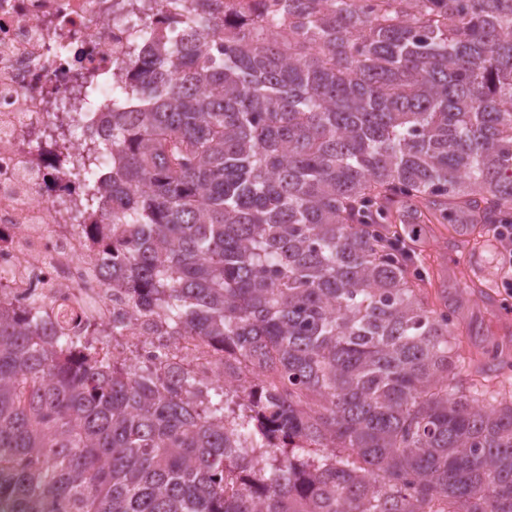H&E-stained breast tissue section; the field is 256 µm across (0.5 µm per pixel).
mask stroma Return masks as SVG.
<instances>
[{
	"label": "stroma",
	"mask_w": 512,
	"mask_h": 512,
	"mask_svg": "<svg viewBox=\"0 0 512 512\" xmlns=\"http://www.w3.org/2000/svg\"><path fill=\"white\" fill-rule=\"evenodd\" d=\"M468 231L465 225L450 228L444 224L421 222L418 225V248L434 275L432 295H447L460 310L462 325L469 330L463 338L462 351L471 360L489 340L512 347V310L488 305L479 289L464 287L459 270L466 267L490 275L498 295L512 301V292L505 288L506 280L512 279V265L506 264L502 245L498 242L474 257L457 251L450 241L451 235L462 236Z\"/></svg>",
	"instance_id": "obj_1"
}]
</instances>
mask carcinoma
I'll list each match as a JSON object with an SVG mask.
<instances>
[{"label":"carcinoma","mask_w":512,"mask_h":512,"mask_svg":"<svg viewBox=\"0 0 512 512\" xmlns=\"http://www.w3.org/2000/svg\"><path fill=\"white\" fill-rule=\"evenodd\" d=\"M286 2L126 18L133 79L71 117L125 201L84 184L103 284L236 385L1 312L0 512H512V358L458 366L399 227L512 225V0Z\"/></svg>","instance_id":"obj_1"}]
</instances>
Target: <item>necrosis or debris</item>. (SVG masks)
Instances as JSON below:
<instances>
[{
  "label": "necrosis or debris",
  "instance_id": "4bbe7bcc",
  "mask_svg": "<svg viewBox=\"0 0 512 512\" xmlns=\"http://www.w3.org/2000/svg\"><path fill=\"white\" fill-rule=\"evenodd\" d=\"M156 0H0V307L41 308L54 326L93 322L105 336L107 360L159 368L176 363L208 379H224L222 356L195 336L168 339L160 315L132 317L121 293L98 272L112 249L78 229L82 204L67 161L75 144L35 139L66 112L96 125L112 102V67L136 32L122 14H149ZM101 79L98 103L79 84ZM119 341H111L113 327Z\"/></svg>",
  "mask_w": 512,
  "mask_h": 512
}]
</instances>
